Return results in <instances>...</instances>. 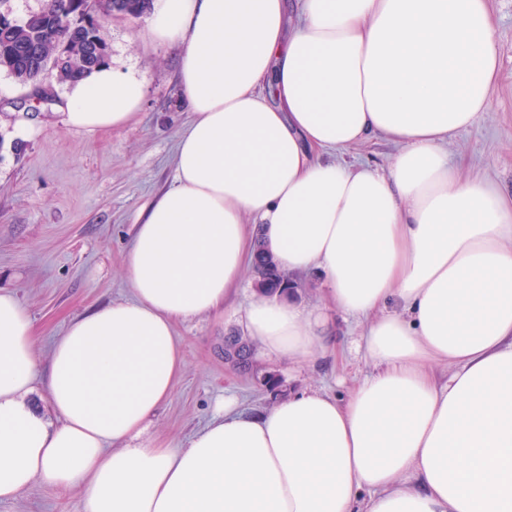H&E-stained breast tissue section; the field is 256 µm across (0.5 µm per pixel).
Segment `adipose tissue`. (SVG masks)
Masks as SVG:
<instances>
[{
  "instance_id": "adipose-tissue-1",
  "label": "adipose tissue",
  "mask_w": 512,
  "mask_h": 512,
  "mask_svg": "<svg viewBox=\"0 0 512 512\" xmlns=\"http://www.w3.org/2000/svg\"><path fill=\"white\" fill-rule=\"evenodd\" d=\"M150 35L192 114L173 183L124 255L132 299L73 319L44 380L31 314L0 291V500L38 480L81 488L85 512H512V196L446 150L499 75L488 0H160ZM142 99L105 63L64 122L121 129ZM373 137L397 148L387 170L331 160ZM250 216L284 272L366 320L375 370L344 400L248 415L228 396L187 447L142 442L181 372L174 324L235 297ZM245 319L291 364L336 349L284 297Z\"/></svg>"
}]
</instances>
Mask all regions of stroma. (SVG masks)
I'll return each instance as SVG.
<instances>
[{"instance_id":"35a3bbf8","label":"stroma","mask_w":512,"mask_h":512,"mask_svg":"<svg viewBox=\"0 0 512 512\" xmlns=\"http://www.w3.org/2000/svg\"><path fill=\"white\" fill-rule=\"evenodd\" d=\"M490 6L500 79L479 120L449 138L448 153L465 170L512 191V0H490ZM149 23L146 16L115 15L100 28L113 68L143 83V108L121 131L70 128L60 110L67 84L53 82L54 100L46 103L33 95L32 85L0 72V290L13 292L33 316L41 375L53 342L75 317L131 299L122 256L144 212L173 181L177 133L191 114L181 101L175 59L152 40ZM294 294L301 306L334 319L343 363L318 356L291 367L258 351L253 377L226 364L224 339L246 335L245 308L257 296L251 273H244L236 303L223 314L176 322L181 374L146 439L184 447L228 395L260 413L282 394L303 388L347 396L354 382L369 375L372 364L360 346L366 320L330 306L315 273L298 277ZM266 376L276 389L263 385ZM0 512H84V500L79 488L37 481L19 499L1 501Z\"/></svg>"}]
</instances>
